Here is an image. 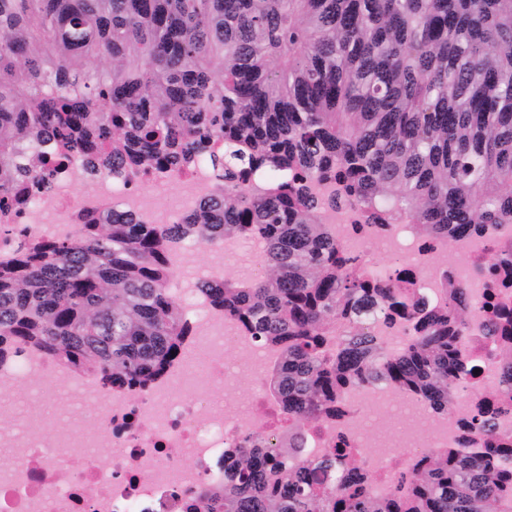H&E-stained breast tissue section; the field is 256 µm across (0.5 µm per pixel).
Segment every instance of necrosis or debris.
I'll return each mask as SVG.
<instances>
[{
	"label": "necrosis or debris",
	"instance_id": "4bbe7bcc",
	"mask_svg": "<svg viewBox=\"0 0 512 512\" xmlns=\"http://www.w3.org/2000/svg\"><path fill=\"white\" fill-rule=\"evenodd\" d=\"M219 180L208 160L179 170L89 171L81 156L65 161L48 189L32 190L26 205L0 208V259L29 241L74 237L77 224L104 209L146 224H180ZM175 189L168 205L161 192ZM325 222L349 257L362 259L369 245L387 258L373 266L388 281L408 272L416 294L446 302L445 282L466 289L477 318L484 306L512 310L498 263L512 265V225L496 224L457 238L454 246L418 237L406 224H367L352 207L326 208ZM462 262L448 263L449 250ZM191 249L175 245L169 262L172 292L184 303L190 334L178 360L146 389L115 391L105 381L68 373L40 349L0 351V390L27 387L51 393L60 424L45 428L38 407L0 428V512H182L183 497L199 496L224 479V451L276 437L292 420L264 390L266 371L279 351L256 341L241 322L225 316L200 293L203 281L237 260L238 278L258 273L256 252L245 241L210 248L207 264L188 261ZM465 392L448 413L385 383L359 385L344 394L338 411L320 415L304 433V454L318 461L343 449L372 474L371 490L391 494L422 453L460 440L477 404L498 377L497 344L473 327L464 344Z\"/></svg>",
	"mask_w": 512,
	"mask_h": 512
}]
</instances>
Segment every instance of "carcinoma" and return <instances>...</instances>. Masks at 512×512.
Instances as JSON below:
<instances>
[{
  "instance_id": "obj_1",
  "label": "carcinoma",
  "mask_w": 512,
  "mask_h": 512,
  "mask_svg": "<svg viewBox=\"0 0 512 512\" xmlns=\"http://www.w3.org/2000/svg\"><path fill=\"white\" fill-rule=\"evenodd\" d=\"M46 141L60 158L130 170L184 166L220 142L223 177L182 224L107 210L0 261V345L145 388L188 334L172 244H263L264 274L217 275L201 292L280 348L269 383L292 426L225 449L224 482L183 512H512V438L495 431L512 409V315L500 309L487 321L499 377L462 437L482 434L477 451L427 450L387 497L354 458L299 459L303 429L351 386L390 383L440 412L461 394L465 289L428 306L406 277L379 283L323 208L346 203L446 244L512 224V0H0V201L48 188ZM332 179L336 196H313ZM394 313L411 324L398 352L370 327ZM339 458L336 482L321 481Z\"/></svg>"
}]
</instances>
